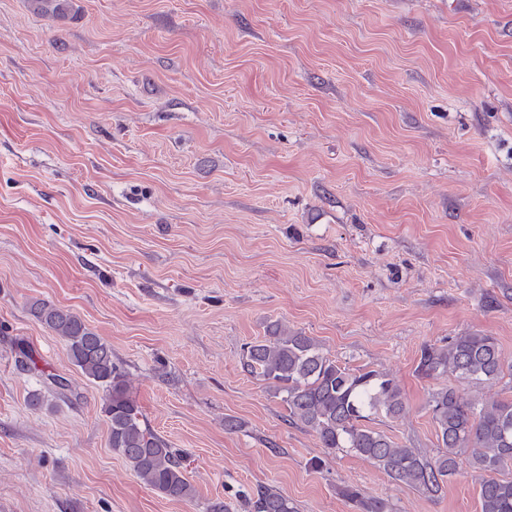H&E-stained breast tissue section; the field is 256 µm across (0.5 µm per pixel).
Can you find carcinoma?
Here are the masks:
<instances>
[{"mask_svg":"<svg viewBox=\"0 0 512 512\" xmlns=\"http://www.w3.org/2000/svg\"><path fill=\"white\" fill-rule=\"evenodd\" d=\"M31 2L34 11L53 18L66 16L73 5V0ZM29 311L66 342L72 363L105 390L110 445L137 477L164 496L194 498L180 454L142 425L112 346L77 314L49 301L36 299ZM266 332L244 347L243 370L281 398L291 424L314 432L323 447L347 448L394 482L432 497L465 464L479 486L480 512H512V399L468 397L451 383L432 391L428 410L436 424L438 451L430 457L366 425L373 415L397 418L405 411L402 389L390 374L342 366L314 338L288 332L278 322ZM416 373L495 383L504 377V362L495 337L465 331L446 345L423 346ZM338 494L356 512H391L384 500L358 486H343ZM248 506L251 512H296L294 503L270 486L257 488Z\"/></svg>","mask_w":512,"mask_h":512,"instance_id":"obj_1","label":"carcinoma"}]
</instances>
